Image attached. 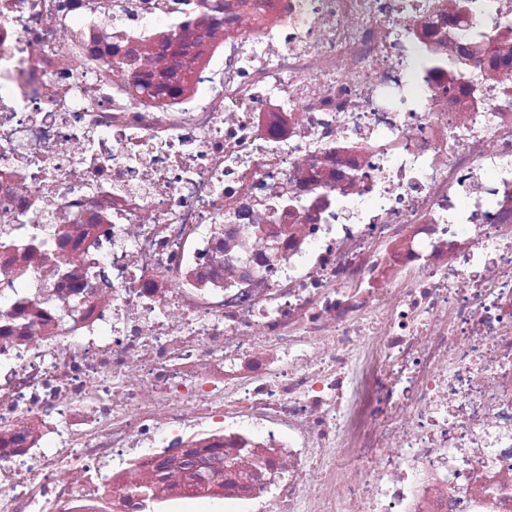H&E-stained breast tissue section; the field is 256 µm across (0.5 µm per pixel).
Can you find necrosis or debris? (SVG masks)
<instances>
[{
    "instance_id": "4bbe7bcc",
    "label": "necrosis or debris",
    "mask_w": 512,
    "mask_h": 512,
    "mask_svg": "<svg viewBox=\"0 0 512 512\" xmlns=\"http://www.w3.org/2000/svg\"><path fill=\"white\" fill-rule=\"evenodd\" d=\"M0 512H512V0H0Z\"/></svg>"
}]
</instances>
